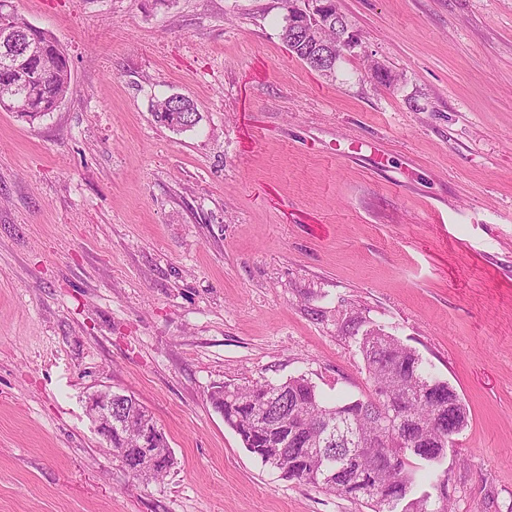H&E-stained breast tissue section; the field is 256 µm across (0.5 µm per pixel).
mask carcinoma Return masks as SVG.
Listing matches in <instances>:
<instances>
[{"mask_svg": "<svg viewBox=\"0 0 512 512\" xmlns=\"http://www.w3.org/2000/svg\"><path fill=\"white\" fill-rule=\"evenodd\" d=\"M330 27L323 41L336 45V26L347 27L337 7L328 14ZM16 41L40 45L52 59L46 68L39 58L10 61L0 44V95L17 84L27 111L19 120L32 125L56 110L71 91V67L66 49L47 30L22 15ZM281 39L292 55L305 63L323 48L302 42L295 20L284 17ZM155 121L172 130L195 127L201 120L194 103L171 95L153 105ZM360 351L372 385L384 381L398 396L399 409L410 419L387 439L379 437L381 404L377 392L365 399L325 403L315 386L303 377L248 386H217L210 393L215 408H224V423L260 462L286 478L297 480L353 501H364L372 512H452L448 502V469L444 461L454 436L467 422V410L447 381L435 376L419 353L381 329L362 334ZM269 399L271 423L254 422L252 399ZM141 414H124L112 426V446L124 449V468L141 464L142 451L133 447ZM322 448L318 458L309 449ZM175 461L162 459L159 468L139 479L144 486L170 472Z\"/></svg>", "mask_w": 512, "mask_h": 512, "instance_id": "carcinoma-1", "label": "carcinoma"}]
</instances>
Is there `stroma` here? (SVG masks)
Instances as JSON below:
<instances>
[{
	"label": "stroma",
	"mask_w": 512,
	"mask_h": 512,
	"mask_svg": "<svg viewBox=\"0 0 512 512\" xmlns=\"http://www.w3.org/2000/svg\"><path fill=\"white\" fill-rule=\"evenodd\" d=\"M9 4L71 93L0 112V512H370L263 466L209 395L367 397L371 328L466 405L453 512H512V0H336L362 46L332 78L280 0ZM169 95L195 128L155 122ZM107 388L164 432L162 481L107 450ZM297 26L295 25V20L290 19L287 14L284 15V25L282 26L281 30V39L282 41L287 45L289 51L292 55L297 57L298 59L304 61L306 64H308L310 67V61L314 59L315 55H321L323 54V47H317L310 45L308 43H303L300 37H298L297 34ZM315 71L324 74L327 70H321L325 69L321 66H319L316 63H312V67ZM335 73V69L331 71L329 75H332ZM324 74V75H328ZM155 121L169 129L182 131L194 128L201 120L194 103L184 95H171L153 105Z\"/></svg>",
	"instance_id": "obj_1"
}]
</instances>
